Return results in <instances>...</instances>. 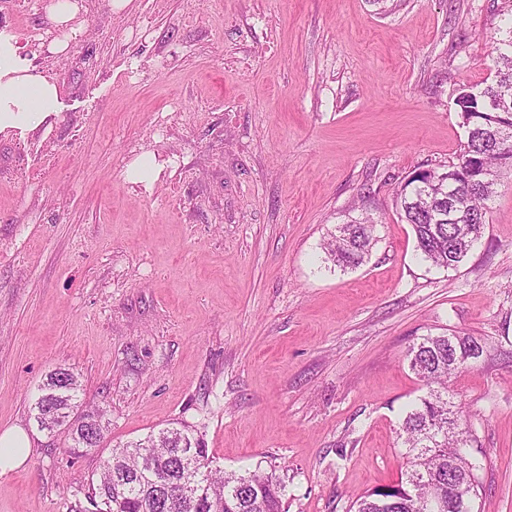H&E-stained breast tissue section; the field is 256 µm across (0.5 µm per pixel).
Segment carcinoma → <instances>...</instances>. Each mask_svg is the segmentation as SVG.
<instances>
[{"label": "carcinoma", "instance_id": "obj_1", "mask_svg": "<svg viewBox=\"0 0 512 512\" xmlns=\"http://www.w3.org/2000/svg\"><path fill=\"white\" fill-rule=\"evenodd\" d=\"M497 69L484 86L456 101L460 118L470 119L467 139L457 162L430 181L408 179L396 193L401 218L412 226L419 257L436 267H455L481 238L495 190L482 186L484 170L512 172V112H485L484 102L506 94L512 98V25L494 42ZM370 217L338 227L324 249L339 266L356 267L374 241ZM463 346H448V335L427 336L408 350L410 369L427 386L402 422L405 470L398 486L360 496L355 512H426L418 499L420 483L431 482L443 499L475 495L481 463L469 451L472 436L462 407L453 402L451 376L478 362L470 350L484 352L474 337L462 335ZM81 384L68 368L59 367L40 386L33 406L43 430L67 423L77 406ZM71 448L100 446L103 429L79 422L67 428ZM454 471H448V463ZM285 486L271 473L254 470L226 473L212 467L203 438L192 426H165L143 439L112 449L91 476L82 512H284Z\"/></svg>", "mask_w": 512, "mask_h": 512}]
</instances>
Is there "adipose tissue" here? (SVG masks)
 <instances>
[{
	"label": "adipose tissue",
	"mask_w": 512,
	"mask_h": 512,
	"mask_svg": "<svg viewBox=\"0 0 512 512\" xmlns=\"http://www.w3.org/2000/svg\"><path fill=\"white\" fill-rule=\"evenodd\" d=\"M81 6L78 0H49L44 11L61 34L51 49H68L69 37L78 35L75 20ZM60 88L56 81L32 69L18 53L14 34L0 32V132L8 129H34L60 110Z\"/></svg>",
	"instance_id": "adipose-tissue-1"
}]
</instances>
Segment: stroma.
<instances>
[{"mask_svg":"<svg viewBox=\"0 0 512 512\" xmlns=\"http://www.w3.org/2000/svg\"><path fill=\"white\" fill-rule=\"evenodd\" d=\"M45 2L0 0L61 89L54 119L0 132V432L31 443L0 512H74L113 448L173 421L215 466L275 473L286 512H350L405 466L409 348L454 332L486 349L452 381L474 512H512V176L455 268L396 207L455 162L512 0H81L62 53ZM364 215L375 245L336 267L323 244ZM59 367L108 411L80 458L34 420Z\"/></svg>","mask_w":512,"mask_h":512,"instance_id":"35a3bbf8","label":"stroma"}]
</instances>
